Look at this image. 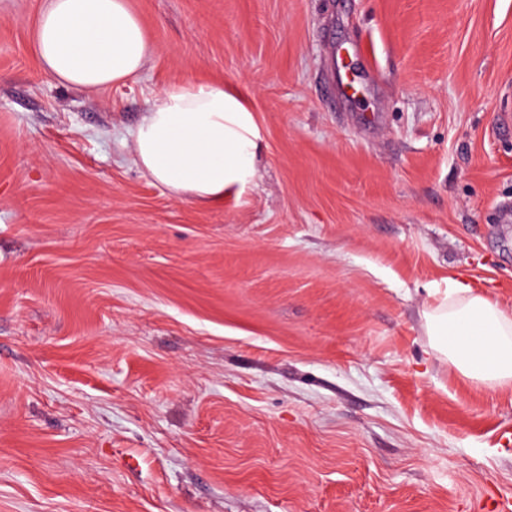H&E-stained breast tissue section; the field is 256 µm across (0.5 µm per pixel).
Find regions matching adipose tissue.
<instances>
[{"label":"adipose tissue","mask_w":512,"mask_h":512,"mask_svg":"<svg viewBox=\"0 0 512 512\" xmlns=\"http://www.w3.org/2000/svg\"><path fill=\"white\" fill-rule=\"evenodd\" d=\"M34 42L46 74L88 92L133 79L155 51L128 0H45ZM131 138L135 163L175 197L211 204L256 182L261 129L223 83L162 89ZM423 320L439 360L487 389L512 385V313L498 302L452 280Z\"/></svg>","instance_id":"adipose-tissue-1"}]
</instances>
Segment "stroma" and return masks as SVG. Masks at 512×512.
<instances>
[{
  "mask_svg": "<svg viewBox=\"0 0 512 512\" xmlns=\"http://www.w3.org/2000/svg\"><path fill=\"white\" fill-rule=\"evenodd\" d=\"M129 5L156 51L89 93L39 68L43 0H0V512L512 499V388L422 319L452 279L512 311V0ZM188 79L262 133L218 204L133 160Z\"/></svg>",
  "mask_w": 512,
  "mask_h": 512,
  "instance_id": "35a3bbf8",
  "label": "stroma"
}]
</instances>
